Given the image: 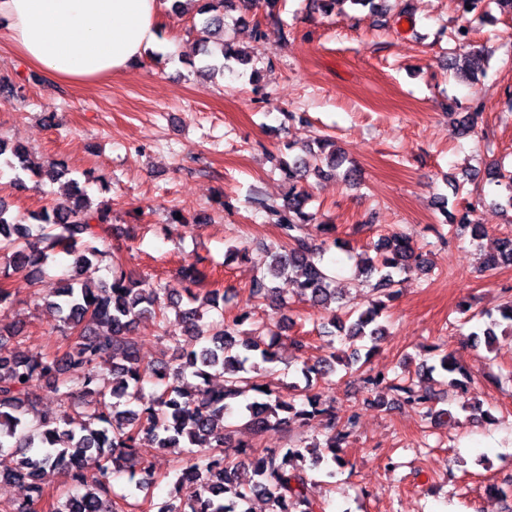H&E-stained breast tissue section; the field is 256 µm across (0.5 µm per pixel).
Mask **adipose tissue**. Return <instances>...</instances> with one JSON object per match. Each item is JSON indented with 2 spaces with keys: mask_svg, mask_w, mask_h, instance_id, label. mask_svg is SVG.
Listing matches in <instances>:
<instances>
[{
  "mask_svg": "<svg viewBox=\"0 0 512 512\" xmlns=\"http://www.w3.org/2000/svg\"><path fill=\"white\" fill-rule=\"evenodd\" d=\"M0 29L36 70L63 83L124 71L157 36V0H0Z\"/></svg>",
  "mask_w": 512,
  "mask_h": 512,
  "instance_id": "obj_1",
  "label": "adipose tissue"
}]
</instances>
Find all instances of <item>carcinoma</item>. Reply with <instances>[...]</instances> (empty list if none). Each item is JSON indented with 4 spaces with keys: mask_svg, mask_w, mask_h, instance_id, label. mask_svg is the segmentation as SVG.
<instances>
[{
    "mask_svg": "<svg viewBox=\"0 0 512 512\" xmlns=\"http://www.w3.org/2000/svg\"><path fill=\"white\" fill-rule=\"evenodd\" d=\"M197 14L200 27L189 33L197 36L196 46L203 55L199 72L228 71L236 74L230 61L247 65L233 43L224 41L220 55L209 51V38L224 31L226 11L241 13L251 10L256 0H200ZM483 51L475 52L456 74L467 79L483 71ZM0 157L14 172V183L24 186L23 174L29 172L49 181L60 176L55 166L34 170L27 149L0 139ZM309 166L297 156L283 165L288 193L282 203H268L256 198L254 203L277 217L281 237L286 241L282 250L264 255L257 262V273L249 288L251 302H278L275 280L295 278L300 296L310 306L328 314L331 336L339 337L350 350L349 369L359 360L364 343L371 342L369 351L387 334L378 322L386 308L385 301L399 295L396 286L400 276L411 267L430 270L433 262L428 255L415 250L409 239L401 235L382 237L373 244L377 259L361 260L360 273L365 281H375L373 289L381 295L368 302L366 309L354 305L347 296L333 288L335 277L322 265L324 254L341 247L338 239L315 243L303 232L307 224H317L323 231L328 226L317 222L308 210L309 193L299 183L309 176ZM487 179L507 193L512 206V170L497 165L487 169ZM32 222L24 224L12 216L9 207L0 203V252L9 255V264L34 282L47 269V261L55 253L71 258L69 274L61 279L54 292L56 300L49 306L58 314L59 322L79 333L69 350L59 357L49 353H28L19 350L12 336L0 333V450L20 449L15 467L0 470V481H24L29 495L13 512H37L44 501L41 476L48 470L62 469L71 475L74 489L48 504L49 512H123L112 499V473L122 468L135 476L147 470L141 456V442L148 439L162 449L196 448L198 462L182 470L173 481L167 499L158 504L157 512H251L253 499L265 501L266 512H319V505L310 496L311 472L324 471L331 478L336 469L348 464L342 445L356 424L357 415L347 414L342 429H336V415L324 407L321 394L311 382V375H326L335 371L342 356L332 351L310 364L302 363L305 386L301 389L302 403L295 398L283 399L272 389L262 390L260 378L266 365L278 361L275 350L278 333L266 325L255 329L253 340L238 339V327L250 318L242 311L230 320L203 321V315L193 306L182 305L183 299L198 301L191 286L207 277V258L199 257L180 270L181 280L188 283L184 292L161 283L147 282L123 269L117 263L112 279L98 287L79 281V270L88 267L105 254L95 242L100 240L99 226L109 222V212L92 208L87 194L75 187L73 199L43 208L30 214ZM512 265V237L499 240L497 249L484 260L487 270ZM175 315L169 316L168 310ZM468 320L487 318L480 328L473 325L469 336L495 340V328L507 323L512 334V301L497 308L500 319L489 310L473 311L461 308ZM142 318L158 322L171 340L178 342L172 328L192 337L193 347L187 351L174 348L172 357L162 358L150 368L141 364L138 343L133 337L134 324ZM112 365L116 382H101L100 369ZM438 370L448 377V385L467 391L466 385L454 377L461 368L449 356L426 371ZM224 376V386L213 389L210 378ZM162 386L159 391L145 394L146 376ZM199 380L188 386L187 376ZM26 380H21V377ZM50 379L59 400V412L28 418L36 409L29 389L39 380ZM368 383L380 388L376 404L385 405V397L393 394L424 411L431 419L451 415L448 409L437 408L438 400L430 390L419 389L412 380L388 378L377 374ZM260 395L245 404L246 426L257 433L288 424L294 419L319 418L328 435L324 443L304 447L266 448L259 454L242 449L240 456L250 460L240 462L224 455V446L232 433L225 423L231 404L247 397ZM82 409L84 420L73 427L70 411Z\"/></svg>",
    "mask_w": 512,
    "mask_h": 512,
    "instance_id": "obj_1",
    "label": "carcinoma"
}]
</instances>
